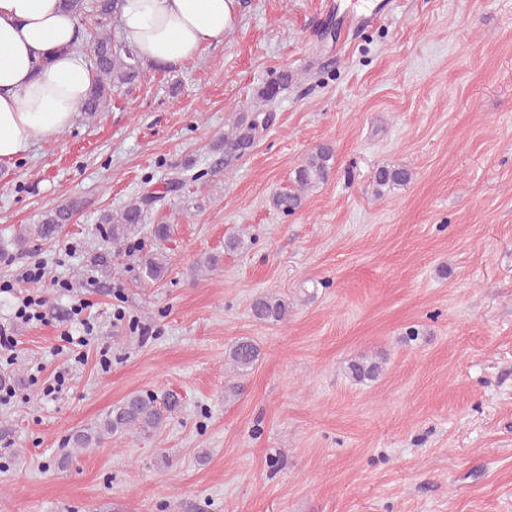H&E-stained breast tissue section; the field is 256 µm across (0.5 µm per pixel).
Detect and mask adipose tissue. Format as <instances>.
Instances as JSON below:
<instances>
[{
	"label": "adipose tissue",
	"instance_id": "1",
	"mask_svg": "<svg viewBox=\"0 0 512 512\" xmlns=\"http://www.w3.org/2000/svg\"><path fill=\"white\" fill-rule=\"evenodd\" d=\"M238 6V0H121L119 31L145 64H178L223 39ZM80 30L60 0H0V162L71 127L95 78L72 49Z\"/></svg>",
	"mask_w": 512,
	"mask_h": 512
}]
</instances>
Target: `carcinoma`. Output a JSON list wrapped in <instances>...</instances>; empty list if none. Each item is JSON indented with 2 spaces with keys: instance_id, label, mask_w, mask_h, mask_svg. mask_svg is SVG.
<instances>
[{
  "instance_id": "obj_1",
  "label": "carcinoma",
  "mask_w": 512,
  "mask_h": 512,
  "mask_svg": "<svg viewBox=\"0 0 512 512\" xmlns=\"http://www.w3.org/2000/svg\"><path fill=\"white\" fill-rule=\"evenodd\" d=\"M65 9L83 22L92 17L96 20L98 31L81 43L80 50L89 58L96 72V79L86 96L78 105V110L88 115L103 112L112 105L115 95L132 85L143 71V62L136 50L126 42L116 38L111 31L118 18L119 0H61ZM293 81V75L282 71L267 83L260 92V98L270 102L279 93L287 89ZM271 112H254L241 117L224 137L213 145V151L224 156V163L243 155L253 146L259 130L272 124ZM335 148L330 143L318 145L309 153L295 172V188L275 193L271 198L273 208L284 215L296 212L303 205L304 193L325 180L329 162L333 159ZM411 179V173L400 166H383L375 172L372 184L378 195L383 189L394 185H404ZM154 201V195L148 194L125 206L119 218L107 214L103 217L105 232L112 243L122 244L127 236L142 223L144 208ZM76 200H67L49 210L38 224H30L17 236V245L23 246L29 240L52 241L62 225L70 222L78 209ZM171 234L170 225H156L153 236L155 246L141 256L139 267L144 279L157 282L166 276L169 270L168 256L164 251ZM288 304L285 300L271 295L256 297L251 304L252 317L261 323L277 324L285 320ZM260 349L253 340L241 338L229 348L228 361L238 373L245 375L259 360ZM382 371L380 362H356L351 365L355 380H372ZM179 401L169 397L163 401L152 394L140 392L128 395L121 403L112 407L98 429L83 428L75 431L69 444L75 449L98 448L104 440L116 434L134 432L148 435L166 425L168 419L178 409Z\"/></svg>"
}]
</instances>
